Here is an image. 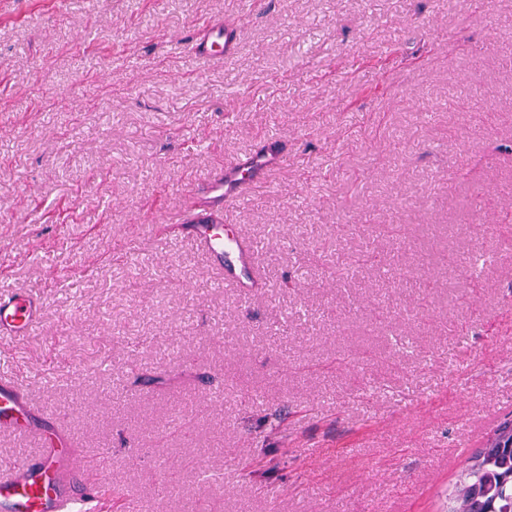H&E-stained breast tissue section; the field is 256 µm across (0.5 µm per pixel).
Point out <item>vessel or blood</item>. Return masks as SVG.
<instances>
[{"mask_svg": "<svg viewBox=\"0 0 512 512\" xmlns=\"http://www.w3.org/2000/svg\"><path fill=\"white\" fill-rule=\"evenodd\" d=\"M238 36L208 28L193 44L196 60L209 62L229 55ZM286 156L268 144L248 161L226 166L182 215L192 226L196 248L224 277V285L250 296L261 284L253 263L254 245L244 235H225L218 214L228 203L246 199L249 186L262 184L264 174L284 163ZM38 327L33 297L0 290V339L17 340ZM0 433L33 440L35 455L0 467V512H97L101 486L87 479L80 457L71 455L65 439L32 425L25 401L10 381L0 379Z\"/></svg>", "mask_w": 512, "mask_h": 512, "instance_id": "b4317fda", "label": "vessel or blood"}]
</instances>
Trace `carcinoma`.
<instances>
[{"instance_id":"cac0c4a2","label":"carcinoma","mask_w":512,"mask_h":512,"mask_svg":"<svg viewBox=\"0 0 512 512\" xmlns=\"http://www.w3.org/2000/svg\"><path fill=\"white\" fill-rule=\"evenodd\" d=\"M446 512H512V419L492 429L448 494Z\"/></svg>"}]
</instances>
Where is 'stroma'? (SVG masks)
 <instances>
[{
  "label": "stroma",
  "mask_w": 512,
  "mask_h": 512,
  "mask_svg": "<svg viewBox=\"0 0 512 512\" xmlns=\"http://www.w3.org/2000/svg\"><path fill=\"white\" fill-rule=\"evenodd\" d=\"M268 140L244 301L179 206ZM0 277L134 512H441L512 415V0H0ZM207 32L196 39L193 54L196 60L209 62L230 54L239 36L233 31H221L206 26ZM221 48V49H220Z\"/></svg>",
  "instance_id": "stroma-1"
}]
</instances>
